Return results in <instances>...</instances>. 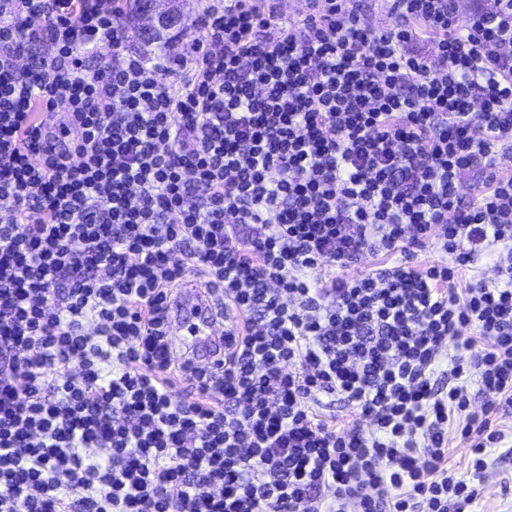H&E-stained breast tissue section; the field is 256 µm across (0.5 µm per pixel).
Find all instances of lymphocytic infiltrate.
<instances>
[{"mask_svg": "<svg viewBox=\"0 0 512 512\" xmlns=\"http://www.w3.org/2000/svg\"><path fill=\"white\" fill-rule=\"evenodd\" d=\"M118 2L0 0V512L473 504L512 407V0H390L378 33L358 0H210L175 81ZM480 244L501 282H462ZM191 269L219 370L170 356ZM315 408L326 417H336L339 423L351 426L354 424L359 429L367 430L369 424L359 416L354 415L353 410L339 397L320 396V401ZM467 441L457 432V426L454 423L448 426V466L456 469L460 475H466Z\"/></svg>", "mask_w": 512, "mask_h": 512, "instance_id": "lymphocytic-infiltrate-1", "label": "lymphocytic infiltrate"}]
</instances>
